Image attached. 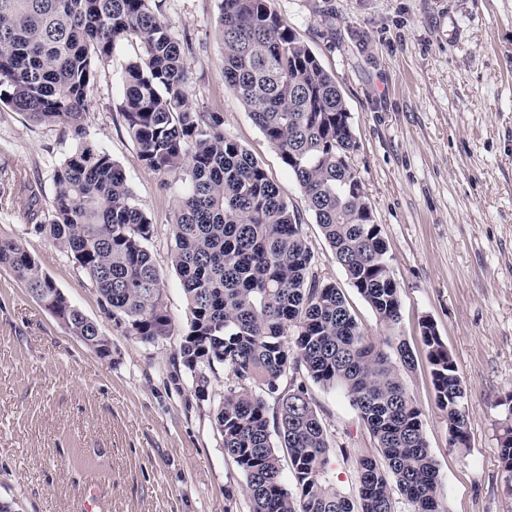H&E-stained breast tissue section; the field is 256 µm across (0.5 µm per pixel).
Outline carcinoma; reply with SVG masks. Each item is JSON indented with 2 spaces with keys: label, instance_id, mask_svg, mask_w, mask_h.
<instances>
[{
  "label": "carcinoma",
  "instance_id": "carcinoma-1",
  "mask_svg": "<svg viewBox=\"0 0 512 512\" xmlns=\"http://www.w3.org/2000/svg\"><path fill=\"white\" fill-rule=\"evenodd\" d=\"M270 2L220 0L224 82L294 175L349 283L392 329L399 288L350 164L357 143L345 101ZM129 37L143 53L123 71L127 131L146 168L185 186L170 222V262L192 315L178 358L202 401L215 367L228 372L214 426L245 476L249 512H395L396 492L409 512H447L422 412L401 373L414 367L413 350L398 342L394 361L361 331L341 289L318 272L301 217L278 185L224 134L220 113L189 106L190 46L171 35L162 0H0V104L79 138L53 170L48 220L35 192L17 196L35 232L89 278L124 335L148 344L170 335L163 279L147 246L151 219L112 155L84 139L87 90ZM0 267L71 335L112 357L109 338L21 241L0 237ZM420 328L450 444L465 450L457 364L432 320ZM308 380L341 387L376 440L379 458L357 461L354 500L325 479L330 440ZM500 458L512 473V407Z\"/></svg>",
  "mask_w": 512,
  "mask_h": 512
}]
</instances>
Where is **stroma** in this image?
I'll list each match as a JSON object with an SVG mask.
<instances>
[{"label": "stroma", "mask_w": 512, "mask_h": 512, "mask_svg": "<svg viewBox=\"0 0 512 512\" xmlns=\"http://www.w3.org/2000/svg\"><path fill=\"white\" fill-rule=\"evenodd\" d=\"M219 0H165L189 42L190 102L224 115L298 210L319 272L341 288L362 330L421 350L431 319L467 388L469 452L448 443L426 362L404 379L441 470L448 512H512L500 435L512 394V0H274L296 37L333 75L358 149L350 163L387 244L401 296L395 330L379 323L307 209L305 196L247 108L224 85ZM142 52L123 40L87 92L86 138L121 166L155 231L169 336L143 344L106 314L89 279L36 233L23 207L0 201V235L19 239L112 344L99 357L0 268V500L17 512H248L245 478L224 454L213 414L226 374L199 401L174 362L191 313L170 263L177 187L146 168L120 106L122 72ZM74 145L60 127L0 108V191L37 183ZM331 437L326 478L357 495V459L375 442L344 391L310 384Z\"/></svg>", "instance_id": "1"}]
</instances>
